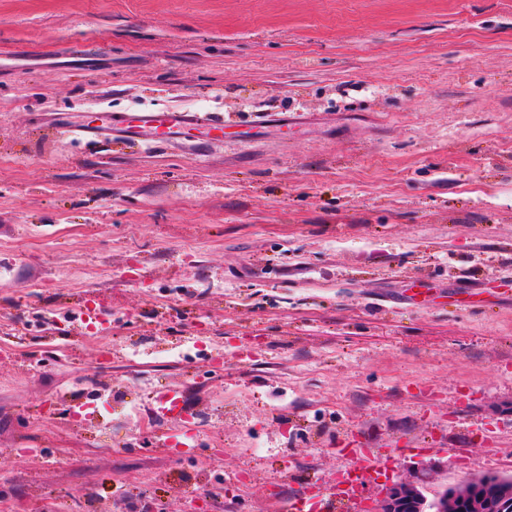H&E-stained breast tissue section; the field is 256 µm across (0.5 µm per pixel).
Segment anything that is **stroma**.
<instances>
[{"mask_svg":"<svg viewBox=\"0 0 512 512\" xmlns=\"http://www.w3.org/2000/svg\"><path fill=\"white\" fill-rule=\"evenodd\" d=\"M172 108L224 131L50 123ZM510 275L512 0H0L13 512H287L349 443L342 512L512 474ZM200 113L174 109L166 112H137L125 120L113 115L103 116L96 122H85L77 131L79 137L112 135L135 144H149L155 147L171 144L182 138L189 129H194L203 119ZM157 414L162 416H178L180 420L186 422L183 415L187 414L182 395L177 390L167 391L158 402Z\"/></svg>","mask_w":512,"mask_h":512,"instance_id":"35a3bbf8","label":"stroma"}]
</instances>
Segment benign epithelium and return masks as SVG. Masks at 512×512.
Listing matches in <instances>:
<instances>
[{
  "mask_svg": "<svg viewBox=\"0 0 512 512\" xmlns=\"http://www.w3.org/2000/svg\"><path fill=\"white\" fill-rule=\"evenodd\" d=\"M510 500L512 486L509 484H502L484 496L446 486L430 498L423 488L398 481L385 487L378 500V512H497Z\"/></svg>",
  "mask_w": 512,
  "mask_h": 512,
  "instance_id": "7a95c632",
  "label": "benign epithelium"
}]
</instances>
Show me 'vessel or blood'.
<instances>
[{"instance_id":"1","label":"vessel or blood","mask_w":512,"mask_h":512,"mask_svg":"<svg viewBox=\"0 0 512 512\" xmlns=\"http://www.w3.org/2000/svg\"><path fill=\"white\" fill-rule=\"evenodd\" d=\"M202 116L197 112L174 109L166 112H138L125 120L104 116L102 120L84 123L77 131L79 137L117 136L135 144L161 146L181 139L189 129L195 128ZM359 478L346 477L332 487H324L314 482L308 493L295 498L292 512H334L336 504L350 501L358 485Z\"/></svg>"}]
</instances>
